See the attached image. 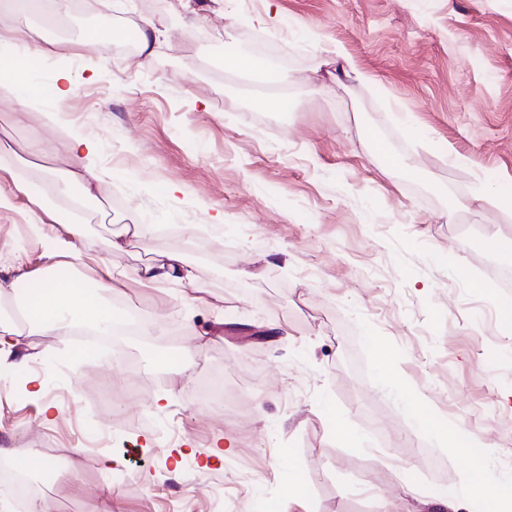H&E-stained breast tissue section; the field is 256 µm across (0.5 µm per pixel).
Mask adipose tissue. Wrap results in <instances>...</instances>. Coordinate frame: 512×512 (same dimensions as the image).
I'll use <instances>...</instances> for the list:
<instances>
[{
    "mask_svg": "<svg viewBox=\"0 0 512 512\" xmlns=\"http://www.w3.org/2000/svg\"><path fill=\"white\" fill-rule=\"evenodd\" d=\"M38 42L28 44L26 51L0 56V91L31 102L52 94L65 97L70 91V77L59 73L50 91H43L35 82L27 59L42 54ZM56 154H66L81 159L79 170L67 172L66 178L81 183L85 193H92L94 187L104 178L95 164L97 148L89 139H81L71 132H60L51 146ZM26 279L32 290L26 297V315L23 322H0V356H10L13 348L31 332L41 329H56L60 335H67L70 319L87 323L102 331L109 330L116 319L111 306L103 299L112 292L116 273L112 267H105L104 276L98 283V295L85 292L80 280L60 283L54 276L39 273L27 274ZM426 431L439 435L456 454L466 459L464 486L471 499L475 500L480 512H512V481L495 477L489 467L486 451L476 450V442L464 434L462 427L447 426L432 418H425Z\"/></svg>",
    "mask_w": 512,
    "mask_h": 512,
    "instance_id": "obj_1",
    "label": "adipose tissue"
}]
</instances>
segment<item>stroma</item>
<instances>
[{
  "label": "stroma",
  "mask_w": 512,
  "mask_h": 512,
  "mask_svg": "<svg viewBox=\"0 0 512 512\" xmlns=\"http://www.w3.org/2000/svg\"><path fill=\"white\" fill-rule=\"evenodd\" d=\"M96 14L52 7L0 9V27L33 30L63 56L29 61L72 89L32 107L0 100V144L47 143L45 115L100 145L103 180L85 195L58 190L74 159L27 157L0 170V278L46 267L44 208L80 204L86 258L77 278L119 271L118 314L177 324L164 345L134 339L75 358L95 336L37 331L0 364V459L32 470L45 436L64 460L50 512H419L463 483L462 458L424 430L421 414L461 424L491 467L512 477V333L492 274L512 260L484 238L512 236V212L449 209L477 189L512 184V0H168L148 13L134 0H95ZM155 21L169 37L150 66L138 49L98 41ZM287 56L288 112L254 93L256 79L224 68L253 39ZM367 77L336 83L337 52ZM410 158L424 175L385 167L372 144ZM29 183L42 206L15 195ZM222 225H215L216 214ZM139 224L138 236L120 237ZM183 253L193 287H147L139 269ZM269 330L266 342L249 328ZM396 358L381 374L371 339ZM188 353V372L156 365ZM223 375L239 413L200 402L199 384ZM38 378L39 397L16 399L13 378ZM109 385L98 409L85 392ZM335 414L365 437L335 436ZM236 440L223 457L215 448ZM305 494L286 496L292 472Z\"/></svg>",
  "instance_id": "obj_1"
}]
</instances>
